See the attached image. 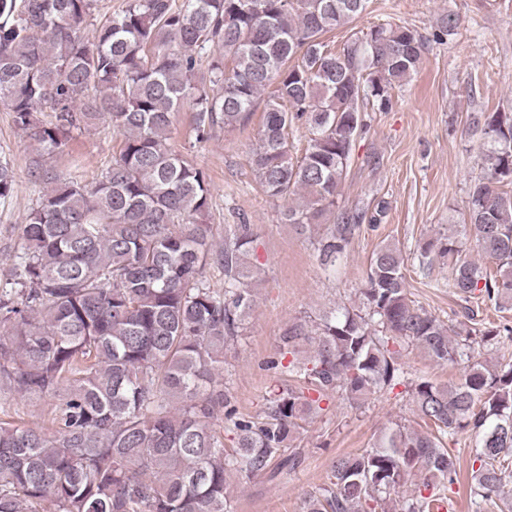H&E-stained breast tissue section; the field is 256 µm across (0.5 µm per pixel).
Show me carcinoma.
Instances as JSON below:
<instances>
[{"mask_svg": "<svg viewBox=\"0 0 512 512\" xmlns=\"http://www.w3.org/2000/svg\"><path fill=\"white\" fill-rule=\"evenodd\" d=\"M367 0H126L83 24L97 0H0V106L31 133L40 156L65 152L71 133L105 120L121 136L92 185L42 164L41 195L22 227L25 247L0 288V393L50 402L51 431L0 420V512H232L230 478L295 470L300 424L339 393L359 408L404 387L425 430L400 423L331 465L303 512H376L411 484L395 512H438L459 465L447 441L477 440L468 495L473 512H512V356L494 365L476 347L512 341V326H485L468 309L444 322L409 296L405 257L381 244L358 306L337 307L281 338L291 356L263 415L239 417L224 390V344L256 303L253 228L206 223L211 179L169 145L187 106L197 144L244 128L265 100L250 169L266 194L301 202L283 222L309 229L324 270L345 255L361 224L384 207L340 209L365 113L386 112L392 90L419 68L425 41L398 24L369 28L342 48L325 35L353 23ZM219 43L224 53L211 55ZM309 133L302 155L290 130ZM483 175L469 187L467 223L493 263L462 257L458 232L420 248L419 267L454 259L448 287L468 303L512 308V115L471 116ZM14 172L0 159V201ZM224 271V291L205 280ZM438 364L465 357L457 382L413 380L404 345ZM230 421L236 446L215 427Z\"/></svg>", "mask_w": 512, "mask_h": 512, "instance_id": "cac0c4a2", "label": "carcinoma"}]
</instances>
